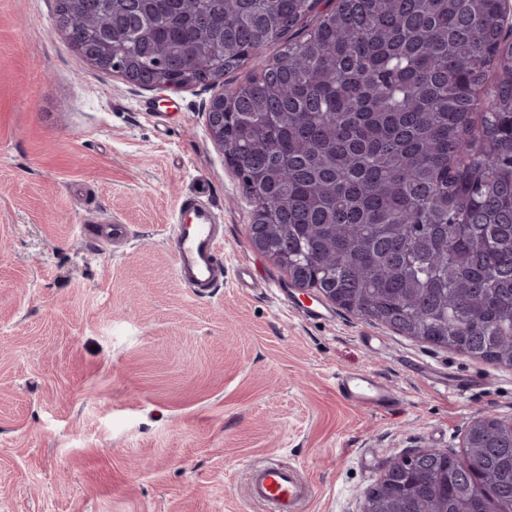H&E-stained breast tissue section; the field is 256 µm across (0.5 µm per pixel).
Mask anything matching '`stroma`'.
I'll return each instance as SVG.
<instances>
[{
    "label": "stroma",
    "mask_w": 512,
    "mask_h": 512,
    "mask_svg": "<svg viewBox=\"0 0 512 512\" xmlns=\"http://www.w3.org/2000/svg\"><path fill=\"white\" fill-rule=\"evenodd\" d=\"M55 11L0 0V512H266L248 484L268 462L313 486L303 512H359L392 459L461 453L476 417L512 418V369L301 293L249 246L252 207L206 112L255 61L145 88L86 63ZM202 184L224 235L207 294L169 245ZM111 218L122 244L94 235ZM243 262L254 287L236 284ZM359 371L394 409L338 395L337 373Z\"/></svg>",
    "instance_id": "stroma-1"
}]
</instances>
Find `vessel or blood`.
Returning a JSON list of instances; mask_svg holds the SVG:
<instances>
[{
  "mask_svg": "<svg viewBox=\"0 0 512 512\" xmlns=\"http://www.w3.org/2000/svg\"><path fill=\"white\" fill-rule=\"evenodd\" d=\"M218 216L203 192L185 196L175 215L170 247L178 278L199 292L209 291L224 280V266L218 256L223 247ZM336 390L347 402L372 410H386L395 401L393 391L368 372L340 374ZM314 493L298 471L276 464L254 470L250 495L268 505L269 512H302Z\"/></svg>",
  "mask_w": 512,
  "mask_h": 512,
  "instance_id": "vessel-or-blood-1",
  "label": "vessel or blood"
}]
</instances>
